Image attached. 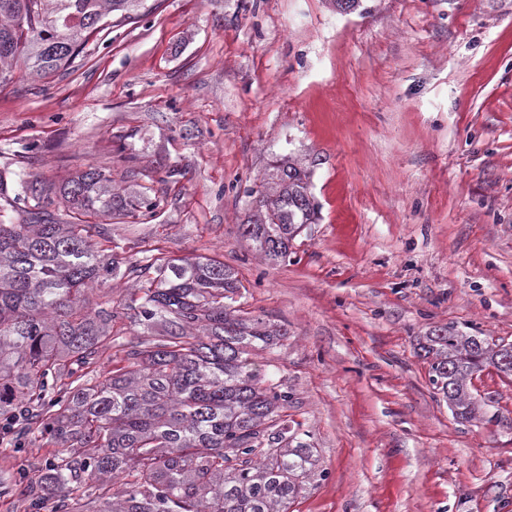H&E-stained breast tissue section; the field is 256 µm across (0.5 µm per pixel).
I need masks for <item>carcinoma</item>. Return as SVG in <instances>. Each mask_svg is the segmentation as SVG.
Segmentation results:
<instances>
[{"mask_svg":"<svg viewBox=\"0 0 512 512\" xmlns=\"http://www.w3.org/2000/svg\"><path fill=\"white\" fill-rule=\"evenodd\" d=\"M142 0H0V88L22 67L34 79L71 65L115 12ZM0 170V421L5 450L21 455L48 433L66 455L0 484L25 512H289L311 491L319 453L288 420L292 393L266 379L257 352L286 329L247 320L231 269L201 257H118L107 224L83 217L150 218L160 201L112 190L102 166L56 181ZM311 169L280 160L250 190L239 224L268 260L317 214ZM64 204L66 215L53 208ZM140 288L122 304L138 324L160 328L152 344L112 349V305L89 310L85 292L116 276ZM430 382L456 418L498 419L472 392L496 367L499 348L453 327L418 343Z\"/></svg>","mask_w":512,"mask_h":512,"instance_id":"carcinoma-1","label":"carcinoma"}]
</instances>
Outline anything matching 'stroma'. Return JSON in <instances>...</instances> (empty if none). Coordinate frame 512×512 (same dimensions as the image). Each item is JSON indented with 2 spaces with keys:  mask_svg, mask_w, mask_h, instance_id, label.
I'll list each match as a JSON object with an SVG mask.
<instances>
[{
  "mask_svg": "<svg viewBox=\"0 0 512 512\" xmlns=\"http://www.w3.org/2000/svg\"><path fill=\"white\" fill-rule=\"evenodd\" d=\"M149 3L0 89V169H110L161 201L114 245L223 261L287 328L262 362L324 471L294 512H512V381L480 373L498 419L461 421L416 349L512 343V0ZM279 156L319 209L270 263L238 223Z\"/></svg>",
  "mask_w": 512,
  "mask_h": 512,
  "instance_id": "obj_1",
  "label": "stroma"
}]
</instances>
